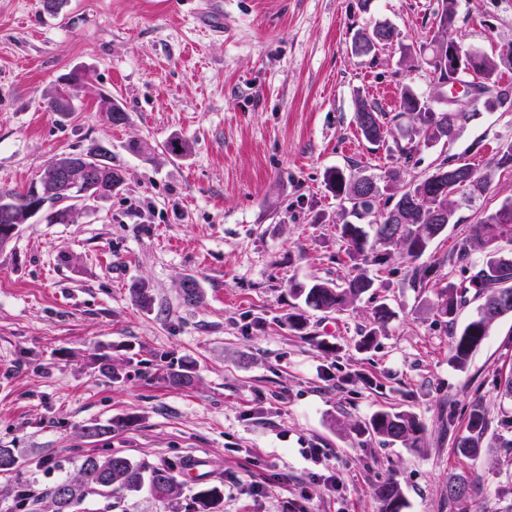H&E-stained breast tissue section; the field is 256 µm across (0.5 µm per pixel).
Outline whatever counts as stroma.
<instances>
[{
  "label": "stroma",
  "instance_id": "obj_1",
  "mask_svg": "<svg viewBox=\"0 0 512 512\" xmlns=\"http://www.w3.org/2000/svg\"><path fill=\"white\" fill-rule=\"evenodd\" d=\"M439 0H0V189L23 192L47 160L95 143L112 150L121 181L110 199L78 207L68 223L39 216L0 247V448L18 451L32 505L18 507L0 473V512H51L50 490L76 478L90 455L117 453L154 466L205 459L178 496H93L90 512H190L216 485L219 512H379L378 483L400 482L403 512H512V314L493 322L466 368L449 361L450 336L433 308L440 290L479 269L454 245L482 216L512 200V170L496 168L512 139V108L482 111L453 143L412 149L403 87L430 100V42ZM378 23L398 37L368 54L357 32ZM452 35L492 55L512 42V0H458ZM84 84L74 112L48 111L71 73ZM126 112L108 123L100 95ZM389 128L372 145L359 133V101ZM186 145L174 159L165 142ZM149 144L142 157L132 143ZM494 171L482 208H459L420 261L396 247L380 266L351 261L341 226L352 216L328 190L337 167L395 174L392 191L449 155ZM431 267L415 284V265ZM375 284L342 312L316 313L294 283ZM195 278L200 298L184 304ZM144 283L150 307L136 303ZM393 316L360 348L376 306ZM301 315L293 327L289 316ZM108 354L113 377L92 365ZM197 384L169 385L181 361ZM488 418L483 450L457 455L474 399ZM413 411L418 449L385 446L362 426L376 410ZM126 426H119V419ZM116 421L93 442L88 422ZM340 480L336 489L322 476ZM482 490L449 506L450 477Z\"/></svg>",
  "mask_w": 512,
  "mask_h": 512
}]
</instances>
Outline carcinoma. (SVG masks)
<instances>
[{
    "label": "carcinoma",
    "instance_id": "1",
    "mask_svg": "<svg viewBox=\"0 0 512 512\" xmlns=\"http://www.w3.org/2000/svg\"><path fill=\"white\" fill-rule=\"evenodd\" d=\"M457 0H441L439 30L445 38L432 46L433 70L448 68V44L454 42L450 32L455 27ZM396 37L395 29L375 26L361 34L355 42V50L368 53L382 42ZM474 73L461 72L460 76L472 79L498 81L500 58L470 51ZM458 76V77H460ZM458 77L450 81H458ZM489 111L512 107V86H500L493 96L477 95L473 98V109L469 112H450L446 109L435 110L430 101L406 89L402 92L400 109L410 114L416 124L417 145H429L439 141L452 142L470 120L479 115L478 109ZM358 130L364 139L376 144L385 136V121L382 113L372 106L362 103L356 111ZM465 170L471 173L466 183L446 182V194L441 198L426 196L430 179L442 171ZM352 173L339 168H331L325 173L327 187L336 198L350 205V213L358 220L370 215L381 196V187L372 192L357 190L351 183ZM115 174H105L103 178L75 185L56 197H46L44 202L55 204L70 198L82 197L85 200H97L112 196L116 186ZM493 174L479 173L469 163L450 156L442 161L434 172L423 179L410 184L403 190L390 212H399L400 220L396 224L381 219L376 223L375 241L380 245L397 246L413 258H421L431 243L442 234L448 225L455 223L457 209L472 206L485 199L492 189ZM37 203L29 194L13 190H0V208L8 210L9 219H0V240L12 238L19 225L26 224L31 208ZM444 208L448 219L443 223L435 222L434 211ZM342 237L346 242L347 254L353 258L364 256L368 240L358 224L342 225ZM512 242V201H504L496 209L484 214L480 221L471 227L470 233L458 241L456 258L465 262L474 252L485 254V260L477 272L459 284H451L441 290L434 309L437 314L448 318L451 336L450 362L459 368L464 367L471 354L488 336L489 326L498 317L512 314V259L499 256L498 246L502 241ZM374 281L359 274L350 279L345 286L338 287L329 282L316 280L308 285L296 283L291 288L294 297L304 304L322 313L345 310L361 295L373 287ZM482 300L477 313L462 328L455 327L456 314L460 307L467 304L469 294ZM392 312L381 304L374 308L373 324L362 336L360 345L365 347L374 342L377 329L385 326ZM166 379L172 386L193 388L196 381L193 363L183 361L177 367L169 368ZM487 430V418L480 401L473 402L469 412L466 434L459 438L457 452L470 458L476 455L480 442ZM383 443H400L407 448H416L421 439L423 424L419 417L409 411L397 408H382L375 411L361 427ZM0 473H11L19 484L27 483L20 470V457L13 448H0ZM149 487L152 493L162 499L178 494V484L174 468L170 466L150 467L119 454L98 458L86 457L79 469V477L74 481H62L52 490L53 512H80V505L87 496L96 494L110 497L115 493L138 492ZM480 489L479 480L457 478L448 483V504L454 505ZM375 496L380 504V512H402L405 507L401 484L393 477L387 478L375 488ZM221 499L217 487L202 489L195 494L193 512H216Z\"/></svg>",
    "mask_w": 512,
    "mask_h": 512
}]
</instances>
